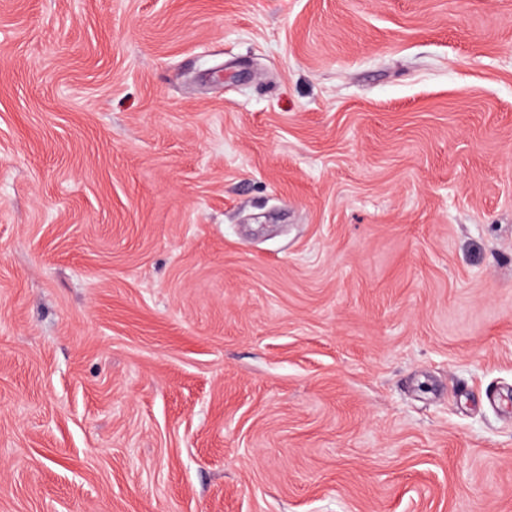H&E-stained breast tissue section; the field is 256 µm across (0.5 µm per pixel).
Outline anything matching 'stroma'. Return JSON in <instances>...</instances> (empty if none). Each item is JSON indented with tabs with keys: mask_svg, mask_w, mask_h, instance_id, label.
Wrapping results in <instances>:
<instances>
[{
	"mask_svg": "<svg viewBox=\"0 0 512 512\" xmlns=\"http://www.w3.org/2000/svg\"><path fill=\"white\" fill-rule=\"evenodd\" d=\"M0 512H512V0H0Z\"/></svg>",
	"mask_w": 512,
	"mask_h": 512,
	"instance_id": "stroma-1",
	"label": "stroma"
}]
</instances>
